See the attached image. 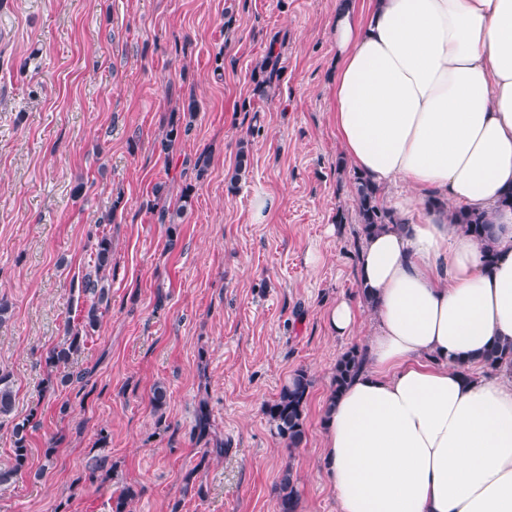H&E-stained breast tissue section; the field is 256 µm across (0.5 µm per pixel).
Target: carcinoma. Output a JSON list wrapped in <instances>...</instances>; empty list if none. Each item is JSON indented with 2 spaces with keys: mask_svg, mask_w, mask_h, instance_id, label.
<instances>
[{
  "mask_svg": "<svg viewBox=\"0 0 512 512\" xmlns=\"http://www.w3.org/2000/svg\"><path fill=\"white\" fill-rule=\"evenodd\" d=\"M275 61L268 55L255 67L257 87L261 88L270 82L274 74ZM195 116V104L189 103L183 114L174 117L162 134L160 141L164 151L172 149L176 143L187 136L192 129L191 119ZM247 144L240 146L238 160L231 183L237 184L245 176L248 168ZM353 185L356 196L359 238H366L388 224L398 223L397 217L380 201L379 189L367 178L353 174ZM194 203L192 186L182 190L179 204L174 207H163L158 219L162 224H177ZM449 220L459 224L479 241L486 240L491 231L487 216L467 207L448 208ZM95 241L91 244L93 261L81 272V276L72 281L71 288L84 298L79 309L78 318L69 322L65 328L63 341L55 345L46 358L49 376L63 387L78 383L83 374L70 370V363L77 356L88 337L94 335L101 326L104 313L110 306V281L112 280V238L94 233ZM364 349L357 346L349 348L337 360L332 375V384L339 390L365 365ZM484 368L496 371L503 365L512 366V342H496L483 354ZM309 389V380L305 373L295 374L291 381L281 389L278 397L267 404L264 413L275 427L278 436L288 442V447L296 448L304 437L305 409ZM14 407L13 381L9 371L0 369V417L8 416ZM31 421L26 418L14 424L13 461L0 466V485L12 482L27 464L29 456L28 434ZM90 474L96 473L109 477L112 463L109 456L97 455L87 465ZM279 512H300L301 502L292 469L284 471L278 493Z\"/></svg>",
  "mask_w": 512,
  "mask_h": 512,
  "instance_id": "cac0c4a2",
  "label": "carcinoma"
}]
</instances>
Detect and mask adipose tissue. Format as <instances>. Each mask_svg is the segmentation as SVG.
I'll use <instances>...</instances> for the list:
<instances>
[{
    "label": "adipose tissue",
    "instance_id": "obj_1",
    "mask_svg": "<svg viewBox=\"0 0 512 512\" xmlns=\"http://www.w3.org/2000/svg\"><path fill=\"white\" fill-rule=\"evenodd\" d=\"M331 37L336 135L399 222L362 246L371 368L326 397L322 469L339 512H512V369L477 366L512 341V0H345ZM450 223L461 227L479 241H485L491 231V224L485 214L467 207H448Z\"/></svg>",
    "mask_w": 512,
    "mask_h": 512
}]
</instances>
